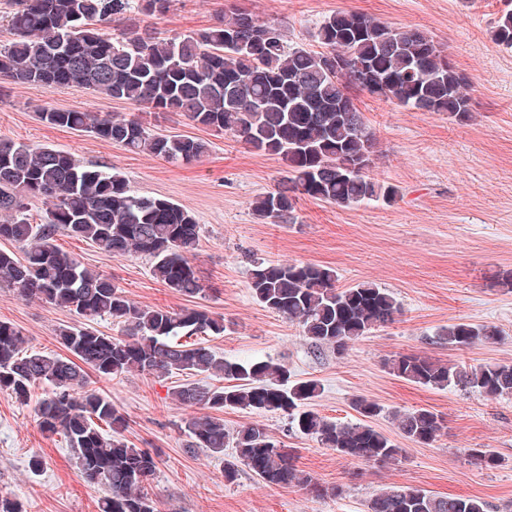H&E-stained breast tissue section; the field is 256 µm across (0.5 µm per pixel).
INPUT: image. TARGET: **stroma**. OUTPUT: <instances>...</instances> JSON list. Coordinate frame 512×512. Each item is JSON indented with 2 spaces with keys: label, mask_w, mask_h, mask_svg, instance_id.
<instances>
[{
  "label": "stroma",
  "mask_w": 512,
  "mask_h": 512,
  "mask_svg": "<svg viewBox=\"0 0 512 512\" xmlns=\"http://www.w3.org/2000/svg\"><path fill=\"white\" fill-rule=\"evenodd\" d=\"M231 8L276 20L291 43L310 48L316 45V24L337 10L422 29L466 77L473 112L469 121L459 122L353 92L379 142L370 175L399 186L403 199L390 207L340 208L305 197L297 204V223L266 224L254 218L251 203L285 177L279 156L252 151L170 112L150 116L153 132L207 140L209 154L174 164L130 153L90 134L43 123L38 114L55 107L127 115L133 105L81 87L48 90L0 79V140L68 150L83 163L121 172L139 194L170 198L195 213L201 231L192 264L203 291L193 298L172 292L152 276L145 257H115L62 233L55 237L59 249L111 276L138 304L203 308L223 317L224 335L203 337V345L229 360L271 358L284 364L292 379L318 380L321 393L312 408L328 420L359 422L354 401L376 402L381 413L372 425L403 450L399 460L364 463L291 430L283 412L228 409V429L263 425L295 449L303 474L321 486L342 488L344 495L318 498L300 485H263L245 469L229 485L224 462L233 449L219 457L184 451L185 422L201 410L179 403L173 392L193 382V375L92 377V387L125 417L126 442L158 461L146 485L157 512H365L366 500L392 485L478 497L488 503V512H512V399L427 388L389 369L401 354L467 367L512 363V49L490 36L504 0H181L147 23L169 35L186 34L209 27ZM257 261L329 266L342 288L377 283L393 292L401 313L344 354L315 348L297 324L254 300L249 282ZM0 321L20 329L27 347L60 354L57 331L78 318L3 286ZM457 321L496 326L500 339L448 345L441 331ZM43 394V386L33 387V399L25 404L0 394V497L16 500L23 512H98L101 492L84 482L65 438L39 426L35 401ZM415 408L442 418L433 444H416L400 433L396 413ZM472 448L493 449L499 466H476L468 455ZM34 455L44 461L36 474L28 468Z\"/></svg>",
  "instance_id": "obj_1"
}]
</instances>
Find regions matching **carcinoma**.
<instances>
[{
    "mask_svg": "<svg viewBox=\"0 0 512 512\" xmlns=\"http://www.w3.org/2000/svg\"><path fill=\"white\" fill-rule=\"evenodd\" d=\"M175 0H15L6 15L13 39L0 45V77L48 90L78 86L139 110L178 112L190 122L228 135L245 146L277 155L291 176L259 196L253 215L264 223L294 224L296 198L308 196L347 208L394 205L402 190L369 176L378 142L349 93L357 88L417 112L471 119L467 80L426 31L397 27L363 13L335 11L314 32L320 50L291 44L281 26L239 9L224 12L213 26L165 37L154 30L126 29L108 35L103 22L132 13H168ZM492 39L512 48V9L492 26ZM367 68L357 86L343 71ZM52 126L91 133L123 149L148 152L171 163L197 161L209 142L149 132L138 114L116 118L45 108ZM46 205L43 222L27 217L31 201ZM91 242L115 257L145 256L150 271L173 292L193 298L203 291L190 258L199 241L194 214L166 197L145 196L111 167L87 166L68 151L0 141V240L21 254L0 249V286L66 308L85 320L59 331L69 355L26 351L24 336L0 321V393L18 401L37 383L49 388L36 413L41 429L63 434L87 484L103 491L100 512H155L144 493L158 468L145 449L121 436L126 420L112 400L88 388L89 373L100 377L145 373L158 378L190 371L224 379L219 387L185 384L178 401L212 413L185 422L186 451L213 456L235 448L237 462L224 463V482L237 480L243 464L265 485L302 484L318 495L340 497L337 487L319 488L293 463L292 453L266 429L231 431L219 413L226 408L252 414L281 411L291 428L344 457L394 461L402 449L384 432L359 422L342 425L309 409L321 386L294 381L272 359L228 360L192 336H219L224 318L205 309L179 310L139 305L112 279L86 267L54 244L58 232ZM334 269L315 263L257 262L250 273L253 298L265 309L297 323L317 348L344 353L349 344L395 321L400 305L387 288L370 281L337 285ZM110 319L123 327L114 337L90 326ZM448 344H494L499 330L455 322L443 331ZM390 370L435 389L459 386L488 398L512 397V364L470 368L428 357L400 355ZM402 435L430 445L440 435L437 414L416 408L395 416ZM110 428L107 434L99 426ZM474 464L493 468L499 457L474 449ZM367 512H487L479 498L441 496L410 486L375 494Z\"/></svg>",
    "mask_w": 512,
    "mask_h": 512,
    "instance_id": "obj_1",
    "label": "carcinoma"
}]
</instances>
